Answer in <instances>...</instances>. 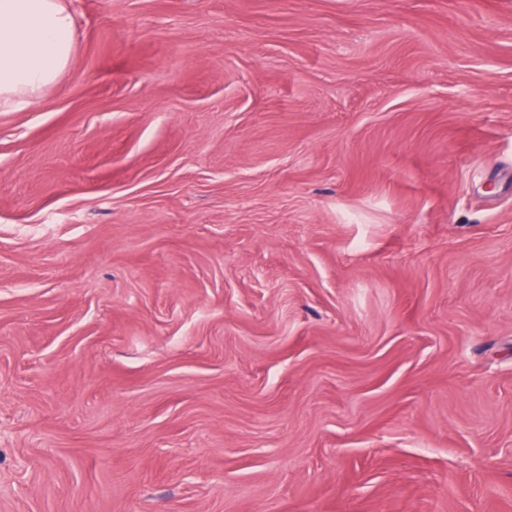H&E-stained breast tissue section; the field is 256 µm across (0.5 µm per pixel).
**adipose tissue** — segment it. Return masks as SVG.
Returning <instances> with one entry per match:
<instances>
[{"instance_id": "ef3b65f1", "label": "adipose tissue", "mask_w": 512, "mask_h": 512, "mask_svg": "<svg viewBox=\"0 0 512 512\" xmlns=\"http://www.w3.org/2000/svg\"><path fill=\"white\" fill-rule=\"evenodd\" d=\"M73 41L63 0H0V108L36 103L68 65Z\"/></svg>"}]
</instances>
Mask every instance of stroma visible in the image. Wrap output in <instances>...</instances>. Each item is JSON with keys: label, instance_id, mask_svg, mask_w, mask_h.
<instances>
[{"label": "stroma", "instance_id": "35a3bbf8", "mask_svg": "<svg viewBox=\"0 0 512 512\" xmlns=\"http://www.w3.org/2000/svg\"><path fill=\"white\" fill-rule=\"evenodd\" d=\"M65 3L0 512H512V0Z\"/></svg>", "mask_w": 512, "mask_h": 512}]
</instances>
